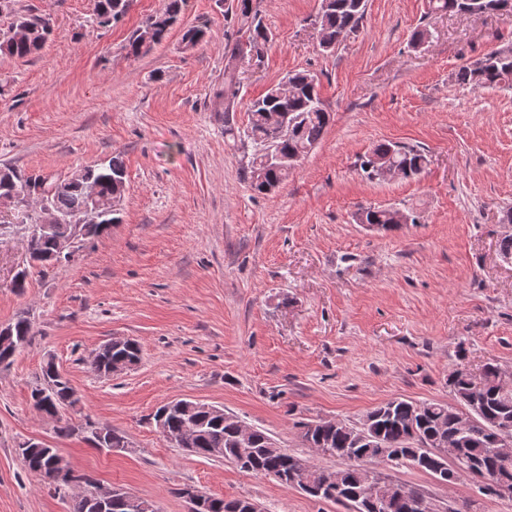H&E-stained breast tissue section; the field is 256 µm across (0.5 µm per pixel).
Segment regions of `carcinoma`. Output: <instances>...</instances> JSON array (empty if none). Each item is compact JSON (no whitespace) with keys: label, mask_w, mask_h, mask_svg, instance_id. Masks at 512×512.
Segmentation results:
<instances>
[{"label":"carcinoma","mask_w":512,"mask_h":512,"mask_svg":"<svg viewBox=\"0 0 512 512\" xmlns=\"http://www.w3.org/2000/svg\"><path fill=\"white\" fill-rule=\"evenodd\" d=\"M14 0H0V12L13 15L10 27L23 26L27 35L13 39L9 32L0 33V56L24 60L36 56L46 45L52 28L49 20L33 14L14 12ZM94 22L108 27L120 21L129 11L133 0H97ZM328 6L319 7L316 14L318 47L332 53L336 46L355 34L364 18L367 0H327ZM186 0H163V6L148 16L129 37L125 46L130 57L150 55L179 22ZM437 11L469 15H489L512 18V0H434ZM241 21L247 24L249 35L244 43H237L225 52L224 85L215 92L218 111L224 113V134L239 140L240 147L251 148L242 176L258 194L276 191L288 178V162L277 166L266 161L265 150L273 143L281 157L298 152L306 155L321 140L333 120L317 91V78L308 71L287 75V82L295 92L284 97L280 85L271 86L265 95L254 99L248 107L249 123L243 133L235 132L229 113L235 111L241 88L240 60L244 57L261 59L263 48L272 34L252 12V0H237ZM456 81L475 88H501L512 86V43L462 65ZM288 114V124L276 129L271 116ZM387 160L403 172L405 178L420 175L428 164L425 150L414 146L383 142L374 146L362 160L361 168L368 177L375 178L374 159ZM11 180H0V203L9 206L16 197L13 187L17 183L41 192L52 211L62 218L82 211L87 200L80 184L67 178L59 179L44 174H22L7 168ZM93 177L102 196L116 195L123 200L126 189L125 166L120 156L85 168ZM360 224H376L391 231L398 228L395 211L390 208H361L356 214ZM18 345L0 347V367L11 364L14 356L31 340V322L21 314L11 322ZM448 388L453 402L405 399L389 400L372 410L357 423L325 421L313 432V440L320 454L340 461L336 472L344 486L345 495L333 499L347 507L348 512H363L362 504L372 499L382 504L381 512H433L424 495L414 498L403 492L405 485L390 481L373 488L366 485V468L380 463L406 466L423 473L436 475L444 464L454 463L468 467L473 477L491 480L512 490V467L499 464L496 441L499 427H512V381L503 378L494 364L484 365L480 375L474 377L460 371L448 374ZM73 387L68 378L58 376L53 364L42 369L40 382L32 389L31 399L38 400L42 409L57 419L61 411L74 405ZM466 415L467 429L462 444L450 448L456 439L459 416ZM239 419L206 416L198 434L188 444L198 449L197 456L206 457L207 449H224V461L243 472L275 479L286 485L289 477L298 472L304 479L317 482L324 470L309 460L275 448L272 438L260 428H254L249 441L237 436ZM19 454L26 468L33 474L51 470L52 457L46 448H36L29 442L19 445ZM241 498H211V512H239Z\"/></svg>","instance_id":"cac0c4a2"}]
</instances>
